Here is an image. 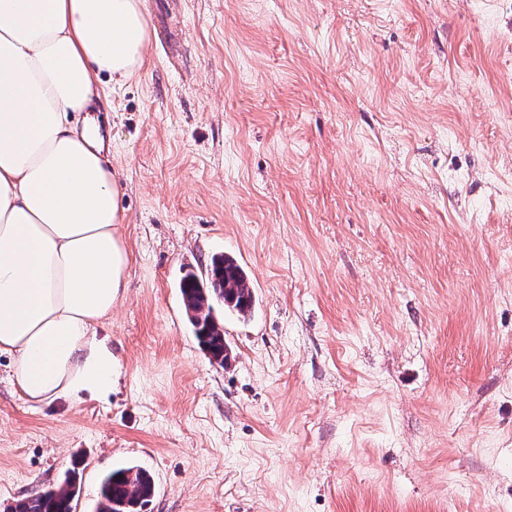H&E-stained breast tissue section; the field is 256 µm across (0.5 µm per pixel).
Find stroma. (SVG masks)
I'll use <instances>...</instances> for the list:
<instances>
[{"mask_svg": "<svg viewBox=\"0 0 512 512\" xmlns=\"http://www.w3.org/2000/svg\"><path fill=\"white\" fill-rule=\"evenodd\" d=\"M90 112L127 288L104 401L28 402L0 356V512L146 470L148 512H512V0H144ZM234 255L217 311L186 272ZM207 281L203 283L189 272L180 282V292L196 340L212 361L223 367L229 360L224 356L230 348L224 342V326L217 319L215 308L221 305L225 312L245 319L251 315L255 299L247 273L230 255L212 257ZM79 465V462L73 463V469L68 471L58 488L19 500L14 512H72V502L80 490Z\"/></svg>", "mask_w": 512, "mask_h": 512, "instance_id": "obj_1", "label": "stroma"}]
</instances>
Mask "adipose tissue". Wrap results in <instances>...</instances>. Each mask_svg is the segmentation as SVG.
<instances>
[{"instance_id": "ef3b65f1", "label": "adipose tissue", "mask_w": 512, "mask_h": 512, "mask_svg": "<svg viewBox=\"0 0 512 512\" xmlns=\"http://www.w3.org/2000/svg\"><path fill=\"white\" fill-rule=\"evenodd\" d=\"M148 41L141 0H0V355L35 403L112 391L97 328L129 265L120 186L77 123Z\"/></svg>"}]
</instances>
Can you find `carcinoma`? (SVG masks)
Masks as SVG:
<instances>
[{
  "label": "carcinoma",
  "mask_w": 512,
  "mask_h": 512,
  "mask_svg": "<svg viewBox=\"0 0 512 512\" xmlns=\"http://www.w3.org/2000/svg\"><path fill=\"white\" fill-rule=\"evenodd\" d=\"M180 292L196 340L213 362L224 365L229 346L224 342V326L215 308L221 305L224 311L243 319L251 315L255 299L247 273L234 257L214 256L207 281L189 272L180 282ZM78 466L73 463L58 488L19 500L15 512H72V502L80 490ZM153 495V481L145 470L136 466L116 468L102 480L97 512H144Z\"/></svg>",
  "instance_id": "carcinoma-1"
}]
</instances>
